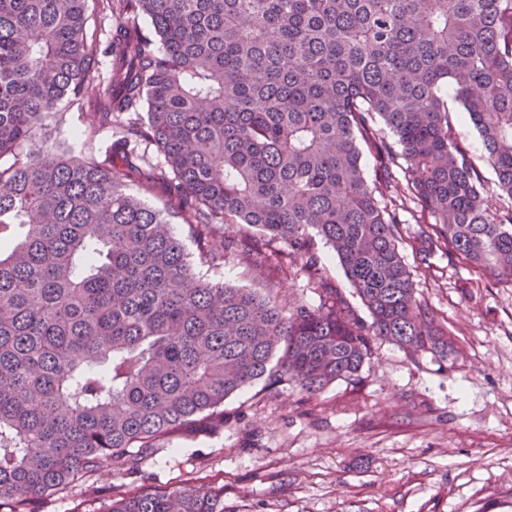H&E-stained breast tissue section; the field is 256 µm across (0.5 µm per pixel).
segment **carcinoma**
<instances>
[{
	"instance_id": "obj_1",
	"label": "carcinoma",
	"mask_w": 512,
	"mask_h": 512,
	"mask_svg": "<svg viewBox=\"0 0 512 512\" xmlns=\"http://www.w3.org/2000/svg\"><path fill=\"white\" fill-rule=\"evenodd\" d=\"M87 2L0 0V502L14 512L224 429V399L257 381L313 396L356 379L377 339L447 362L399 251L396 196L420 208L421 265L442 249L512 285V206H489L446 100L512 200V0H116L103 80ZM91 89L88 126L121 128L103 158L43 137ZM136 181L163 183L165 207ZM180 221L203 232L197 261ZM226 226L284 244L320 305L287 311L199 271L241 255L262 274ZM319 240L369 319L326 276ZM110 512H224V497L134 492Z\"/></svg>"
}]
</instances>
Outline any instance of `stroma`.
<instances>
[{
	"label": "stroma",
	"mask_w": 512,
	"mask_h": 512,
	"mask_svg": "<svg viewBox=\"0 0 512 512\" xmlns=\"http://www.w3.org/2000/svg\"><path fill=\"white\" fill-rule=\"evenodd\" d=\"M89 109L63 102L52 142L110 150L112 129L89 131ZM401 218L416 296L447 328L454 366L376 340L358 379L314 397L291 383L260 400L247 387L225 399L223 431L173 438L137 474L104 467L26 512H109L125 493L199 485L223 492L224 512H512V287L442 253L422 268L417 226ZM266 275L281 305H319L304 278L272 263Z\"/></svg>",
	"instance_id": "1"
}]
</instances>
